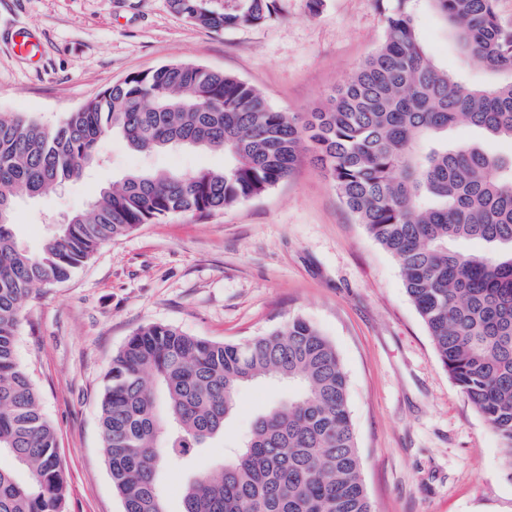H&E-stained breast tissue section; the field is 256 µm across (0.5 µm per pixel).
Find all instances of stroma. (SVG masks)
<instances>
[{
	"label": "stroma",
	"instance_id": "obj_1",
	"mask_svg": "<svg viewBox=\"0 0 512 512\" xmlns=\"http://www.w3.org/2000/svg\"><path fill=\"white\" fill-rule=\"evenodd\" d=\"M278 18L214 32L168 0H0V33L27 28L43 55L0 40V113L62 122L132 72L184 61L234 74L275 107L308 112L351 77L385 35L393 0H278ZM426 43L471 83L489 75L459 57L440 17L418 18ZM102 163L47 197L22 200L14 231L38 251L51 225L137 169H220L215 152L143 154L119 137ZM302 317L336 346L375 512H512L500 438L449 378L396 261L357 224L311 156L266 194L204 217L173 215L103 245L70 279L25 304L18 358L54 424L67 478L65 512H123L105 461L99 402L113 354L139 326L235 342ZM287 383L242 387L223 437L160 472L169 512L183 484L221 465Z\"/></svg>",
	"mask_w": 512,
	"mask_h": 512
}]
</instances>
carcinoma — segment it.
Masks as SVG:
<instances>
[{
	"label": "carcinoma",
	"instance_id": "carcinoma-1",
	"mask_svg": "<svg viewBox=\"0 0 512 512\" xmlns=\"http://www.w3.org/2000/svg\"><path fill=\"white\" fill-rule=\"evenodd\" d=\"M189 23L221 31L278 15L277 0H168ZM419 0H396L386 35L353 77L298 116L251 84L194 63L133 73L50 125L0 113V512H64L58 436L17 356L32 289L69 279L104 244L180 214L208 215L259 197L314 154L356 222L398 263L406 292L449 378L506 447L512 475V159L448 131L466 126L512 142V24L495 0H424L460 52L491 73L484 85L441 67L417 26ZM136 151L224 154V169L135 170L57 224L41 249L17 241L20 196L83 177L102 142ZM486 248L461 252L455 242ZM276 378L288 398L257 416L220 468L182 488V512H373L332 342L295 317L266 334L219 343L162 323L136 329L112 357L100 421L124 512H168L163 465L224 434L244 385Z\"/></svg>",
	"mask_w": 512,
	"mask_h": 512
}]
</instances>
